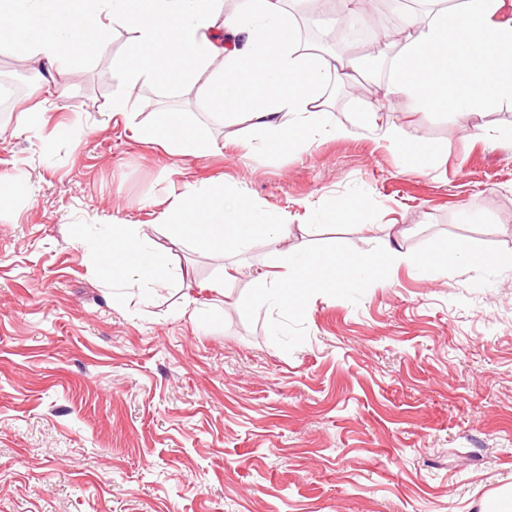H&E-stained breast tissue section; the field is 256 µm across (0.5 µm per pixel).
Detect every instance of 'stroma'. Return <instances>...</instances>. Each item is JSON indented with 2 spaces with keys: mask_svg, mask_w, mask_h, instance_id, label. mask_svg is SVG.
<instances>
[{
  "mask_svg": "<svg viewBox=\"0 0 512 512\" xmlns=\"http://www.w3.org/2000/svg\"><path fill=\"white\" fill-rule=\"evenodd\" d=\"M133 40L113 25L110 56L40 77L0 43V512H479L512 484V268L477 287L471 270L401 265L359 304L314 296L290 353L269 309L251 324L241 302L287 244L451 235L512 252V106L400 101L373 128L382 79L367 75L371 92L325 110L350 136L269 148L247 111H211L200 80L140 83L113 111L112 61ZM168 112L218 150L139 136ZM405 146L431 147L433 167L408 170ZM219 184L283 217L287 244L216 258L163 229L181 193ZM116 224L142 226L163 286L104 278L91 242Z\"/></svg>",
  "mask_w": 512,
  "mask_h": 512,
  "instance_id": "stroma-1",
  "label": "stroma"
}]
</instances>
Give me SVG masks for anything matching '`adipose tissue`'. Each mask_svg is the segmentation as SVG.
Segmentation results:
<instances>
[{"label": "adipose tissue", "instance_id": "1", "mask_svg": "<svg viewBox=\"0 0 512 512\" xmlns=\"http://www.w3.org/2000/svg\"><path fill=\"white\" fill-rule=\"evenodd\" d=\"M218 2L151 0L146 6L142 0H0V40L10 42L21 57L52 62L89 45L108 44L110 24L116 21L131 30L134 43L115 63L126 91L113 98V111L127 110L139 81L189 84L208 67L212 73L204 95L210 108H248L255 129L270 145H306L321 129L333 137L348 136L347 127L325 126L320 108L329 81L354 85L356 61L302 48L283 0H244L240 11L224 21L229 41H213L208 31ZM431 2L426 20L411 34L389 33L398 51L372 112L400 97L419 112L456 115L512 104V11L506 0H459L448 8L442 0ZM150 136L187 155L214 147L176 114ZM108 243V279L129 287L163 283L164 260L148 255L139 225H113Z\"/></svg>", "mask_w": 512, "mask_h": 512}]
</instances>
